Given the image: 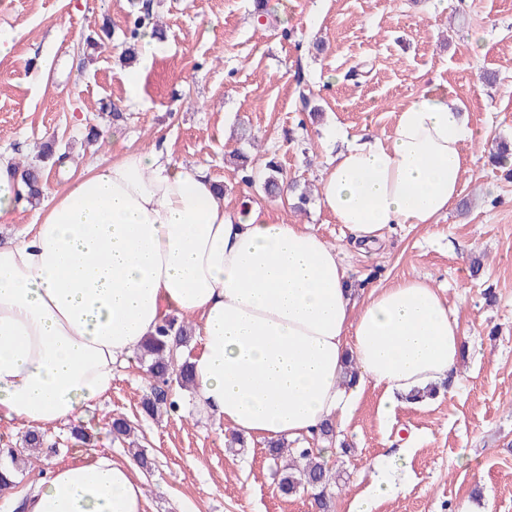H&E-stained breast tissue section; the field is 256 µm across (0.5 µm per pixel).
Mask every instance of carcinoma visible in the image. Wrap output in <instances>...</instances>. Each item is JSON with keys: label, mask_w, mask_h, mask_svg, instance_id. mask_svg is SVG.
<instances>
[{"label": "carcinoma", "mask_w": 512, "mask_h": 512, "mask_svg": "<svg viewBox=\"0 0 512 512\" xmlns=\"http://www.w3.org/2000/svg\"><path fill=\"white\" fill-rule=\"evenodd\" d=\"M152 30L158 38H163L162 31L153 22L152 15L147 11L138 14L125 35L123 60L129 62L137 57L135 44L140 28ZM16 171L28 188L26 199L29 202L41 197L42 168L34 164H18ZM281 168L276 161L270 159L265 163L263 189L268 194H275L280 190ZM192 324L168 318L158 327L156 333L144 339L137 348V354L146 364V372L153 381L151 396L142 403L143 412L151 417L158 415L164 407L174 411L177 409L176 401L168 398L171 383L175 382L181 387L195 385L190 358L183 356L182 348L187 346L192 337ZM269 448L273 460L283 458L288 454V460L279 466L276 474L279 476L278 488L285 496L300 491H307L314 497L320 509L328 510L331 486L341 480V474L333 472L326 467V463L317 456L314 449L309 447L289 448L285 443L271 442Z\"/></svg>", "instance_id": "cac0c4a2"}]
</instances>
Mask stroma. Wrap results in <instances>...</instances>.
Masks as SVG:
<instances>
[{
	"instance_id": "35a3bbf8",
	"label": "stroma",
	"mask_w": 512,
	"mask_h": 512,
	"mask_svg": "<svg viewBox=\"0 0 512 512\" xmlns=\"http://www.w3.org/2000/svg\"><path fill=\"white\" fill-rule=\"evenodd\" d=\"M151 0L164 44L141 70L140 103L125 102L120 60L129 0H0V157L41 163L43 178L65 184L60 167L39 160L44 144L72 175L128 149L157 146L172 161L199 164L222 182L227 207L251 201L269 217L308 226L337 246L364 289L406 277L442 288L465 334V356L435 397L379 411L382 388L366 386L336 429L327 465L343 479L332 512H352L387 477L393 493L372 512H512V178L492 165L496 141H512V0ZM112 21V40L92 51L86 38ZM454 90L486 140L466 145L461 193L438 223L396 225L378 249H353L349 231L311 201L293 212L283 197L241 181L230 157L254 166L276 156L284 179L318 190L338 142L327 133L391 134L395 115L423 88ZM310 87L323 112L311 119L299 92ZM122 112L112 120L111 111ZM95 139H88L89 130ZM149 379L136 356L115 372L95 409L47 428L41 449L23 451L25 427L0 420V463L20 449L17 494L40 484L82 448L122 461L115 440L123 416L151 462L139 469L145 512H319L310 494L282 496L268 448L229 449L230 434L196 414L190 392L174 387L180 409L152 419L142 411Z\"/></svg>"
}]
</instances>
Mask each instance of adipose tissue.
<instances>
[{
  "mask_svg": "<svg viewBox=\"0 0 512 512\" xmlns=\"http://www.w3.org/2000/svg\"><path fill=\"white\" fill-rule=\"evenodd\" d=\"M332 138L318 202L361 248L392 224H434L459 197L484 130L425 88L390 136ZM40 223L0 244V419L42 428L92 410L114 371L170 315L196 319L200 414L252 439L344 422L365 383L399 396L445 381L464 332L421 278L359 296L337 247L260 205L230 211L201 166L132 150L45 189ZM357 372L344 384L346 368ZM135 467L88 448L16 502L22 512H144Z\"/></svg>",
  "mask_w": 512,
  "mask_h": 512,
  "instance_id": "1",
  "label": "adipose tissue"
}]
</instances>
